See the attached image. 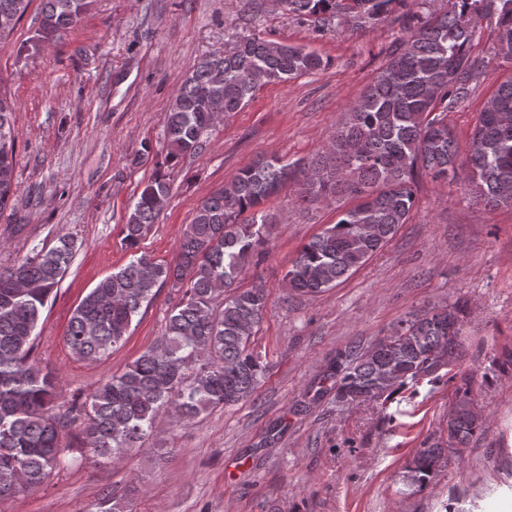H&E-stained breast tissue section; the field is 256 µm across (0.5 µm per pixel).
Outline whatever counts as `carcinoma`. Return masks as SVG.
<instances>
[{
    "mask_svg": "<svg viewBox=\"0 0 512 512\" xmlns=\"http://www.w3.org/2000/svg\"><path fill=\"white\" fill-rule=\"evenodd\" d=\"M31 0H0V39L9 36ZM406 0H284V9L320 20L353 14L381 20ZM93 0H41L37 40L75 28ZM496 33L493 58L512 63V0H453L401 39L359 97L343 112L329 144L314 157L288 162L264 156L205 197L183 232L171 262L140 251L169 197L167 174L157 172L129 210L122 244L125 266L105 276L74 309L65 342L78 358L96 361L121 347L135 317L169 284L163 336L87 397L58 401V381L32 357L37 328L71 263L74 241L59 240L8 268L0 267V501L42 486L68 454L117 463L141 451L154 420L168 410L189 421L208 410L249 400L269 363L251 344L267 295L240 288L243 269L258 265L278 215L264 203L286 187L301 205L336 203L339 218L313 235L290 261V290L326 292L380 251L408 222L416 181H455L466 168L469 195L486 206H512V77L478 114L465 162L448 127V112L484 77L488 61L471 55L480 26ZM331 60L301 46L253 34L234 49L204 57L177 91L165 123L166 163L204 148L215 112H239L257 89L322 70ZM14 112L0 89V210L14 195ZM463 310L454 303L411 314L364 349L336 356L324 380L336 403L362 398L386 403L421 381L442 378V358H461ZM448 414V439L422 443L404 481L424 488L458 449L483 430L470 410L473 377L457 372ZM121 503L102 491L84 512H116Z\"/></svg>",
    "mask_w": 512,
    "mask_h": 512,
    "instance_id": "1",
    "label": "carcinoma"
}]
</instances>
